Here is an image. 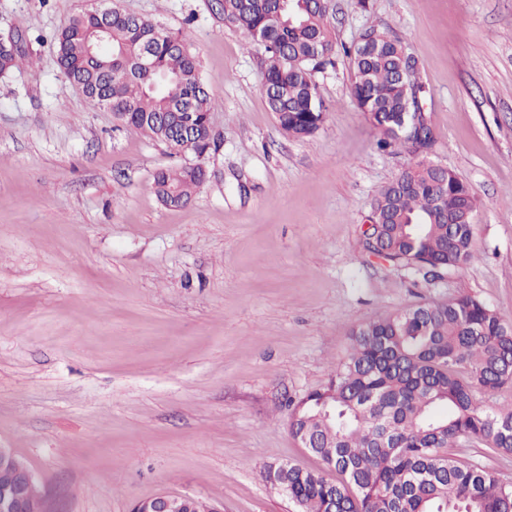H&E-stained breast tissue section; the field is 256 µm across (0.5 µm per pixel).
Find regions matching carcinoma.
Segmentation results:
<instances>
[{
	"instance_id": "cac0c4a2",
	"label": "carcinoma",
	"mask_w": 512,
	"mask_h": 512,
	"mask_svg": "<svg viewBox=\"0 0 512 512\" xmlns=\"http://www.w3.org/2000/svg\"><path fill=\"white\" fill-rule=\"evenodd\" d=\"M331 0H223L224 25L264 49L263 86L270 112L287 135L304 138L323 125L328 106L315 74L335 66L328 24ZM76 14L54 37L59 66L94 109L200 159L216 145L215 103L188 36L112 8ZM104 36L111 52L91 53ZM151 49L153 69L141 48ZM404 44L374 27L344 48L351 94L378 130L381 150L413 155L433 141L432 128L405 123L419 99V76L400 72ZM26 52L0 46V71ZM200 162L161 170L151 189L166 205L187 204L206 182ZM474 198L454 173L421 159L381 191L372 251L437 277L464 265L473 251ZM512 383V323L462 295L360 325L350 352L327 384L293 404L289 429L338 475L330 481L297 464L268 469L272 488L297 512H512V486L486 469L448 455L466 438L512 454V407L488 410L476 399Z\"/></svg>"
}]
</instances>
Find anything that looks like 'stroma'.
Wrapping results in <instances>:
<instances>
[{"mask_svg": "<svg viewBox=\"0 0 512 512\" xmlns=\"http://www.w3.org/2000/svg\"><path fill=\"white\" fill-rule=\"evenodd\" d=\"M91 0H0V32L33 65L0 77V448L34 474L46 512H130L166 492L223 512H296L270 465L322 462L289 431L358 326L471 295L512 319V0H333L337 46L390 29L418 64L431 160L470 187L472 258L423 278L363 230L416 157L381 151L350 64L317 74L314 135L277 125L261 50L222 0H112L190 34L217 146L182 208L154 175L182 155L92 109L52 37ZM453 455L512 485V455Z\"/></svg>", "mask_w": 512, "mask_h": 512, "instance_id": "1", "label": "stroma"}]
</instances>
